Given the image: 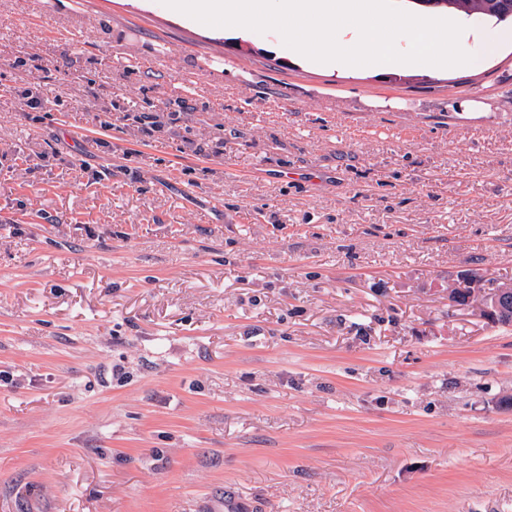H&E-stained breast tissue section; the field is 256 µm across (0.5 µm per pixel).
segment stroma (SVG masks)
<instances>
[{"label":"stroma","mask_w":512,"mask_h":512,"mask_svg":"<svg viewBox=\"0 0 512 512\" xmlns=\"http://www.w3.org/2000/svg\"><path fill=\"white\" fill-rule=\"evenodd\" d=\"M468 271L512 284L511 46L340 72L0 0V512H512Z\"/></svg>","instance_id":"stroma-1"}]
</instances>
